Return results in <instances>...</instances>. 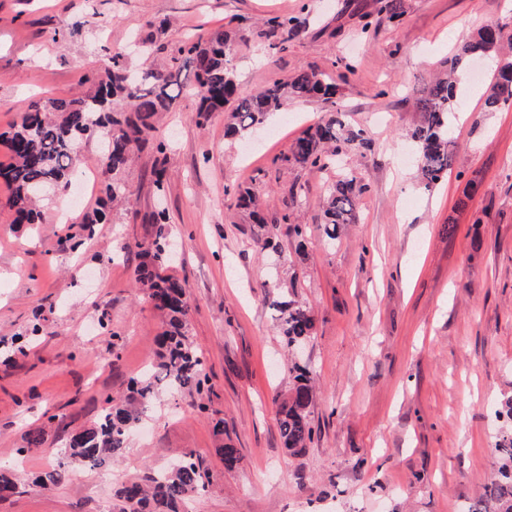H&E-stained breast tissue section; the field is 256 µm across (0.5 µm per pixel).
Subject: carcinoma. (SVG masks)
Returning a JSON list of instances; mask_svg holds the SVG:
<instances>
[{
  "label": "carcinoma",
  "instance_id": "obj_1",
  "mask_svg": "<svg viewBox=\"0 0 512 512\" xmlns=\"http://www.w3.org/2000/svg\"><path fill=\"white\" fill-rule=\"evenodd\" d=\"M376 13L390 19L402 15L401 0H376ZM302 21L295 16L271 17L263 32L268 49L277 53L288 48ZM237 49V34L213 32L208 37L189 39L169 61L149 65L140 72L129 67L121 52H110L104 61V76L85 98H51L32 103L21 122L8 136L10 162L0 165V177L11 188L8 205L21 221L36 224L41 214L35 202L53 188H66L79 177L75 157L83 141L103 134L100 141L102 175L112 177L106 186L112 203H126L129 189L121 175L131 165L136 152L151 147L153 175L157 190L164 188L168 155L165 141L156 137L160 114L172 112L189 94L198 98L197 118L206 121L214 112L227 113L225 134L241 135L263 123L266 116L281 109L288 100L319 98L326 102L336 95V85L325 81L322 71L303 67L289 80L275 82L248 96H241L231 58ZM512 49V36L497 25L486 24L462 40L448 67L416 98L421 120L411 134L416 148L421 184L433 188L448 175L456 157L452 132L457 85L463 68L473 57L500 56ZM512 99V62L501 65L495 81L487 88L484 105L494 111ZM368 147L366 131L346 124L344 113L331 112L321 123L298 138L290 154L281 161L311 171L323 172L336 165L338 157L352 147ZM363 187L351 172L332 183L327 192L326 224L329 236H336L341 224L356 221L357 196ZM302 194L291 188L281 212L274 214L270 228L288 225L299 239L303 225L290 223V211L300 205ZM156 225L155 237L142 247L143 261L135 269V281L164 317L165 329L159 340L156 362L143 376L131 382L122 399L105 398V408L97 422L71 437L65 455L90 469L110 466L127 448L132 432L142 420L158 390L172 393L199 392L206 380L204 361L189 341V306L184 283L167 273L171 261L166 211L149 216ZM278 332L284 347L292 351L310 339L314 328L311 308L296 299L273 302ZM293 384L281 403L278 429L284 448L298 453L313 442L315 430L309 420L315 398L313 372L306 365L289 368ZM499 478L485 488L484 498L498 503L497 512H512V431L505 433L495 448ZM71 469L60 465L39 474L35 484L44 489L63 484ZM207 470L193 453L180 459L142 483L129 480L115 491V512H186L189 498L205 491Z\"/></svg>",
  "mask_w": 512,
  "mask_h": 512
}]
</instances>
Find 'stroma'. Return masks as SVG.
Segmentation results:
<instances>
[{
  "mask_svg": "<svg viewBox=\"0 0 512 512\" xmlns=\"http://www.w3.org/2000/svg\"><path fill=\"white\" fill-rule=\"evenodd\" d=\"M506 2L404 0L399 20L376 16L367 28L372 0H0V134L33 101L85 96L106 52L134 38L152 39L162 60L184 37L238 30L242 92L306 66L337 85L334 103L288 102L235 138L220 113L198 126L195 97H182L157 123L168 145L164 193L141 151L124 174L129 205L104 224L85 221L104 196L96 140L80 149L88 189L43 200L41 223H15L0 181V468L22 475L0 512H112L123 480L146 479L186 452L209 471L191 512H467L481 498L512 397V102L484 107L500 59L465 70L455 164L432 190L419 183L410 134L417 91L461 40L487 23L512 35ZM275 15L306 23L272 54L261 23ZM334 109L367 128L371 145L344 157L365 190L358 223L330 238L328 175L277 159ZM295 185L300 240L284 225L267 235L236 204L237 188L250 186L270 214ZM160 207L208 390L160 393L110 469L36 487L33 477L63 462L105 396H125L155 358L157 312L133 272ZM277 278L295 282L315 318L302 361L317 388L316 435L295 455L277 426L290 382L265 290ZM35 435L40 447L28 449ZM227 443L243 457L232 471L218 453Z\"/></svg>",
  "mask_w": 512,
  "mask_h": 512,
  "instance_id": "stroma-1",
  "label": "stroma"
}]
</instances>
